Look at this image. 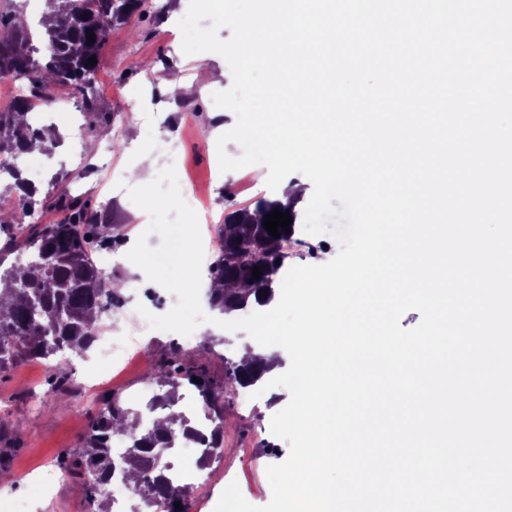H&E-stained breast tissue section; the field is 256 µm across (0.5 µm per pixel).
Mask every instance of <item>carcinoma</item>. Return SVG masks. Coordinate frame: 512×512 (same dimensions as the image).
Returning a JSON list of instances; mask_svg holds the SVG:
<instances>
[{"instance_id": "cac0c4a2", "label": "carcinoma", "mask_w": 512, "mask_h": 512, "mask_svg": "<svg viewBox=\"0 0 512 512\" xmlns=\"http://www.w3.org/2000/svg\"><path fill=\"white\" fill-rule=\"evenodd\" d=\"M146 0H48L46 17L51 24L35 34L16 16L0 13V77L24 82L22 94L5 110H0V174L16 180L10 190L20 192L19 201L27 209L37 204L36 189L20 180L19 155L29 152V145L40 140L60 143L61 136L49 128L37 129L30 124L37 103H47L51 90L66 86L81 99L87 123L97 115L94 98L87 89L94 81L98 66L89 58L100 57L107 40L104 27L127 22L146 12ZM93 32L95 40L88 41ZM43 42L44 48L34 44ZM69 211V217L58 224H35L28 232H19L0 248V281L7 288L0 291V370L26 359H48L62 348L85 352L91 344L97 323L112 309L120 296L112 275L98 267L93 254L110 248L122 240L120 228L88 210L78 199L59 197L53 202ZM296 200L261 198L254 209H237L224 215L219 229L217 256L209 274L218 287L210 291L212 307L221 313L244 309L255 296L259 306L269 304L275 293L282 249L290 235L278 229L275 238L264 228V219L275 210L289 211L296 220ZM33 251L35 258L25 264L5 266L8 257ZM261 276L252 280L254 267ZM270 370L261 354L250 365L241 363L229 368L231 383L248 386ZM200 379L196 383L193 378ZM193 386L199 402L212 422L224 421L223 395L199 366L180 361L175 349L173 361L159 377L161 391L156 400L164 406L175 401L183 383ZM170 426L163 428L154 420L151 428L141 430L140 414L124 407L120 399H112L93 420L86 434L78 467L88 473L81 490L94 512H104L102 491L105 483L120 470L132 496L148 509L160 507L163 512H187L185 496L168 489L166 472L169 465L161 453L179 438H193L196 432L183 415H166ZM125 436L132 441L121 467L112 458V439ZM224 453L223 428L214 427L200 464ZM180 503L178 510L175 503Z\"/></svg>"}]
</instances>
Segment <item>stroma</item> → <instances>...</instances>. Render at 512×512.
<instances>
[{
	"label": "stroma",
	"instance_id": "obj_1",
	"mask_svg": "<svg viewBox=\"0 0 512 512\" xmlns=\"http://www.w3.org/2000/svg\"><path fill=\"white\" fill-rule=\"evenodd\" d=\"M153 2L155 7L148 16L114 24L101 50L93 130L85 128L80 100L61 93L47 105L63 140L38 156L49 172L37 185L42 204L35 213L41 223H58L60 212L44 206L43 201L64 193L80 198L89 209L118 224L124 240H137L150 221L144 210L128 195L117 193L115 186L128 183V169L139 163L141 151H154L160 135L186 158L189 185L207 193L210 222L201 225V233L223 224L225 209L251 207L259 198L270 196V189L260 180L253 187L238 189L235 195L225 194L214 138L231 129L236 117L217 107L213 95L231 87L230 67L213 52L207 53L200 67L188 62L178 22L185 16L189 0ZM147 60L155 63V70L144 69ZM178 78L192 80V97H169L165 84ZM189 109L197 114L199 134L183 141L179 128ZM204 341L209 353L200 360L214 383L224 388V454L206 466L207 505L203 512H214L233 480L249 503L266 505L272 497L266 469L284 462L290 454L289 444L272 434L271 418L286 406L290 393L287 388L274 387L258 399L242 401L241 387L229 384L226 372L238 361L240 351L254 341L246 332L214 325L188 343L180 334L156 329L138 337L141 357L113 378L106 377L103 366L87 353L73 357L63 375L41 360H26L0 370V470L13 479L10 488H0V512H90L73 462L93 418L115 395L128 407L143 409L141 396L155 387L157 373L170 360L173 348H181L191 363L197 360L195 354ZM47 464L55 471L53 486L47 492L34 490L32 481Z\"/></svg>",
	"mask_w": 512,
	"mask_h": 512
}]
</instances>
